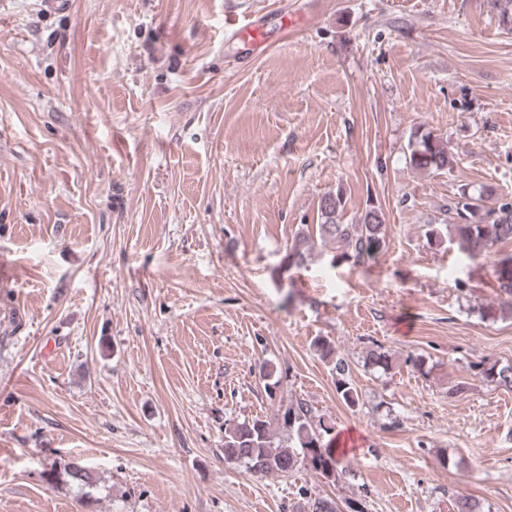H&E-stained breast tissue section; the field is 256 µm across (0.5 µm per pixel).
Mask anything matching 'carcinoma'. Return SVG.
<instances>
[{"label":"carcinoma","mask_w":512,"mask_h":512,"mask_svg":"<svg viewBox=\"0 0 512 512\" xmlns=\"http://www.w3.org/2000/svg\"><path fill=\"white\" fill-rule=\"evenodd\" d=\"M487 2L499 26L512 33V0ZM411 146L409 162L417 171H442L453 165V156L447 144L430 131L414 132ZM495 196L496 192L491 187H484L477 193L462 189L455 205L459 222L446 224L442 229L435 226L431 229L432 235L439 240L443 234H448V239L456 242L472 260L485 256L496 244L512 242V203L504 202L497 208L487 206ZM345 205L344 194L339 190L321 197L318 204L319 224L315 227L320 244H337L343 248L342 257L353 260L355 264H370L386 246L382 213L368 207L361 213L359 223L346 224L343 222ZM314 244L315 241L308 235L297 238L288 254L289 264L301 266ZM501 263L500 290L512 296V255L502 258ZM313 348L332 363L339 398L350 408L358 407L361 396L351 381L346 359L337 353L332 341L324 337H316ZM363 366L386 373L392 368L391 355L380 346L370 348L366 351ZM476 367L486 379L512 389L511 365L485 368L480 362ZM275 417L282 421L292 444L275 443L271 422L257 415L225 424L224 459L251 473L265 475L287 477L302 468L332 475L337 480L346 475L345 455L324 442V435L330 432V428L316 419L311 406L302 401L290 403L283 409H277ZM64 471L87 489L85 495H90L88 489L94 488L96 481L85 467L71 462L64 465ZM299 495L307 500L310 512H338L335 502L312 496L305 486L300 488Z\"/></svg>","instance_id":"obj_1"}]
</instances>
